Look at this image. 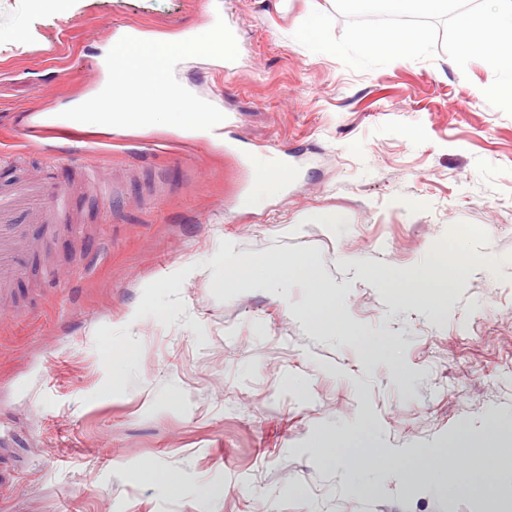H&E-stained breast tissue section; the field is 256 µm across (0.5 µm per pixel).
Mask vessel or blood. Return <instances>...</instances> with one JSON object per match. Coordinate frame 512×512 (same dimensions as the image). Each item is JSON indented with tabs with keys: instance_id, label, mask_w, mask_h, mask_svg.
<instances>
[{
	"instance_id": "b4317fda",
	"label": "vessel or blood",
	"mask_w": 512,
	"mask_h": 512,
	"mask_svg": "<svg viewBox=\"0 0 512 512\" xmlns=\"http://www.w3.org/2000/svg\"><path fill=\"white\" fill-rule=\"evenodd\" d=\"M67 206L66 193L49 190L37 181L0 189V287L11 285L20 274L16 248L25 234L20 216L62 211Z\"/></svg>"
}]
</instances>
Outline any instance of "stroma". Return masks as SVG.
I'll return each instance as SVG.
<instances>
[{
    "label": "stroma",
    "instance_id": "obj_1",
    "mask_svg": "<svg viewBox=\"0 0 512 512\" xmlns=\"http://www.w3.org/2000/svg\"><path fill=\"white\" fill-rule=\"evenodd\" d=\"M223 3L234 69L176 72L229 117L223 143L157 128L124 144L35 117L100 83L118 28L185 40L217 16L207 0H0V185L70 200L63 230L28 224L0 297V512H500L511 486L488 501L409 477L489 415L512 423V115L481 93L493 70L440 50L354 71L294 40L309 0ZM54 146L72 163H48ZM90 150L116 196L88 188ZM278 151L286 184L244 206L253 160ZM315 209L338 223H304ZM299 257L344 308L335 329H311L297 279L218 286ZM444 261L464 273L433 300L368 276ZM343 437L399 469L318 451Z\"/></svg>",
    "mask_w": 512,
    "mask_h": 512
}]
</instances>
